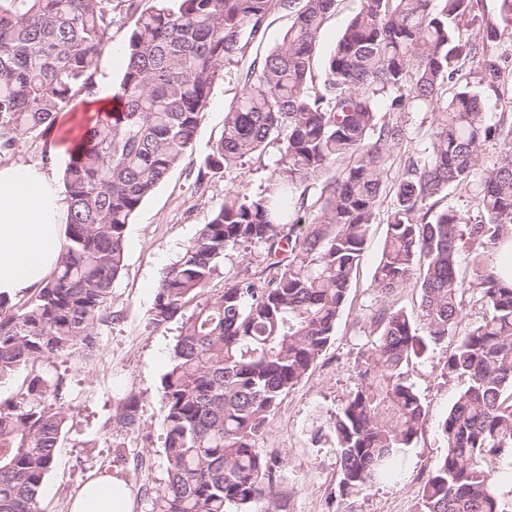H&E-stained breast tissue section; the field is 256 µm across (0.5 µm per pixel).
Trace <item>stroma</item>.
Masks as SVG:
<instances>
[{"label":"stroma","instance_id":"stroma-1","mask_svg":"<svg viewBox=\"0 0 512 512\" xmlns=\"http://www.w3.org/2000/svg\"><path fill=\"white\" fill-rule=\"evenodd\" d=\"M357 3L338 0L335 12L327 19L313 63L315 83H322L324 58ZM134 22L132 13L117 7L108 45L98 60L97 87L112 88L119 83L124 68L121 49ZM239 93L233 74L214 85L189 164L174 169L128 224L124 268L113 284L107 318L96 330L94 348L80 356L61 355L37 365L47 377L63 379L70 408L54 468L42 489L43 512H70L72 497L91 473L103 469L119 471L130 484L133 512L152 510L153 497L166 479L160 381L169 368L179 333L178 322L157 327L149 321L157 283L225 195L259 192L278 157V146L273 143L243 165L214 171L203 183H196L193 169L204 162L221 138L224 112ZM96 108L94 100L78 97L70 111L58 115L47 136L19 144L15 161L40 163L43 152L53 145L59 150L58 165H65L72 139L91 120ZM402 122L409 138L394 154L391 174L395 177L401 175L406 156L425 147L432 115L424 110L406 112ZM385 232L386 218L381 215L371 227L330 345L283 397L267 432L256 442L257 448L282 465L277 488L280 512H416L422 481L445 450L439 424L467 385L465 379L445 375L443 364L449 354L445 347L427 352L408 367L407 377L425 402L427 416L416 445L408 451L400 480L339 501L336 455L332 448L313 440L317 418L334 413L354 385L355 357L370 336L367 319L376 303L371 279ZM131 395L139 401V427L133 431L122 428L115 418L120 401Z\"/></svg>","mask_w":512,"mask_h":512}]
</instances>
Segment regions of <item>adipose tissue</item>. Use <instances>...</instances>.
Here are the masks:
<instances>
[{
    "instance_id": "obj_1",
    "label": "adipose tissue",
    "mask_w": 512,
    "mask_h": 512,
    "mask_svg": "<svg viewBox=\"0 0 512 512\" xmlns=\"http://www.w3.org/2000/svg\"><path fill=\"white\" fill-rule=\"evenodd\" d=\"M68 203L51 168L0 165V296L12 300L43 285L65 243ZM125 479L107 471L87 481L70 512H133Z\"/></svg>"
}]
</instances>
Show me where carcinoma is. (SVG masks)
Here are the masks:
<instances>
[{
  "instance_id": "obj_1",
  "label": "carcinoma",
  "mask_w": 512,
  "mask_h": 512,
  "mask_svg": "<svg viewBox=\"0 0 512 512\" xmlns=\"http://www.w3.org/2000/svg\"><path fill=\"white\" fill-rule=\"evenodd\" d=\"M125 2L136 20L113 88L117 106L84 133L61 172L68 219L58 265L23 302L0 298V381L93 348L124 267L127 225L188 160L224 70L286 11L292 21L280 41L239 73L240 94L196 179L274 141L276 168L260 192L227 194L156 287L151 323L181 325L161 379L166 479L152 512H277L280 463L256 440L333 339L389 195L371 282L373 340L359 351L354 389L314 437L336 453L340 499L389 479L426 417L405 368L454 338L444 368L468 385L440 425L445 452L417 512H503L486 461L512 459V286L499 277V249L512 240V124H489L473 84L495 93L512 85L493 46L512 37V0H499L494 24L484 23L479 0H360L319 85L314 55L338 0ZM111 27L112 0H0V161L93 94ZM474 58L473 83L461 62ZM414 106L434 113L428 144L391 185V155L407 138L401 114ZM490 140L501 151L485 165L480 148ZM472 185V210L433 212L431 199ZM305 209L298 233L292 213ZM240 247L275 273L246 271L206 295L226 253ZM462 253L471 263L465 282ZM407 286L420 293V329L390 301ZM470 305L482 316L466 323ZM137 411L130 396L117 421L133 429ZM68 417L62 381L39 374L19 400L0 404V512H42Z\"/></svg>"
}]
</instances>
